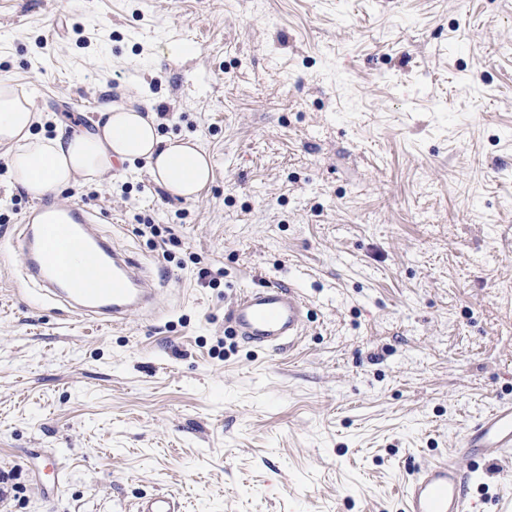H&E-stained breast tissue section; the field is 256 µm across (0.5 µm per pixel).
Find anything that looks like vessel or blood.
I'll list each match as a JSON object with an SVG mask.
<instances>
[{"label":"vessel or blood","instance_id":"1","mask_svg":"<svg viewBox=\"0 0 512 512\" xmlns=\"http://www.w3.org/2000/svg\"><path fill=\"white\" fill-rule=\"evenodd\" d=\"M19 241L27 273L41 291L78 316L126 320L154 306L152 274L95 228L94 215L79 205L37 201ZM307 303L298 288L266 283L242 291L224 313L225 324L244 343L266 350L291 346L304 334ZM496 465L512 483V400L496 403L464 428L440 459L411 471L401 491V512H478L467 486L477 462ZM137 512H179L165 493L144 499Z\"/></svg>","mask_w":512,"mask_h":512}]
</instances>
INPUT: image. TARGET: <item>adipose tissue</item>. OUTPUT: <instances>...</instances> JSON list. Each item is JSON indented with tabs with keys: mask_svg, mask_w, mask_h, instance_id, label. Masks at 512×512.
Listing matches in <instances>:
<instances>
[{
	"mask_svg": "<svg viewBox=\"0 0 512 512\" xmlns=\"http://www.w3.org/2000/svg\"><path fill=\"white\" fill-rule=\"evenodd\" d=\"M40 116L30 95L0 80V147L14 185L31 196L98 183L116 164L145 159L149 174L174 196L193 199L209 183L212 161L193 139L160 142L154 113L126 106L104 108L93 130L45 137L34 134Z\"/></svg>",
	"mask_w": 512,
	"mask_h": 512,
	"instance_id": "obj_1",
	"label": "adipose tissue"
}]
</instances>
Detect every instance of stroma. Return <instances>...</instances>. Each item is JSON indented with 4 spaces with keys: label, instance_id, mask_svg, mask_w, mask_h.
I'll use <instances>...</instances> for the list:
<instances>
[{
    "label": "stroma",
    "instance_id": "obj_1",
    "mask_svg": "<svg viewBox=\"0 0 512 512\" xmlns=\"http://www.w3.org/2000/svg\"><path fill=\"white\" fill-rule=\"evenodd\" d=\"M1 77L47 137L166 107L214 172L193 200L143 159L57 193L153 272L163 313L112 325L24 276L0 157V512H400L512 400V0H0ZM268 281L308 301L280 352L224 326ZM176 501L165 493H156L144 499L137 512H179Z\"/></svg>",
    "mask_w": 512,
    "mask_h": 512
}]
</instances>
